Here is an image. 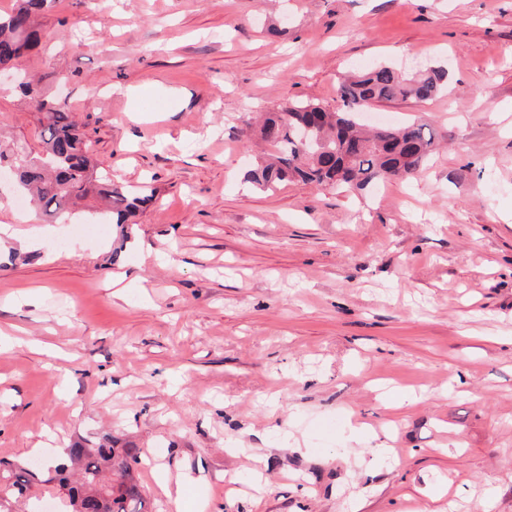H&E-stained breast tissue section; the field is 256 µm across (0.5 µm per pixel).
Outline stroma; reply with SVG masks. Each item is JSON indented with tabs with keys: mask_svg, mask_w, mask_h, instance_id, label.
I'll list each match as a JSON object with an SVG mask.
<instances>
[{
	"mask_svg": "<svg viewBox=\"0 0 512 512\" xmlns=\"http://www.w3.org/2000/svg\"><path fill=\"white\" fill-rule=\"evenodd\" d=\"M38 25L35 90L159 203L96 238L0 182V460L112 438L152 458L147 512H512V0H57ZM381 63L448 71L370 110L433 128L416 178L248 181L259 113L342 109L339 75ZM40 132L0 80V140Z\"/></svg>",
	"mask_w": 512,
	"mask_h": 512,
	"instance_id": "1",
	"label": "stroma"
}]
</instances>
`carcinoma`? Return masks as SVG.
<instances>
[{
  "instance_id": "carcinoma-1",
  "label": "carcinoma",
  "mask_w": 512,
  "mask_h": 512,
  "mask_svg": "<svg viewBox=\"0 0 512 512\" xmlns=\"http://www.w3.org/2000/svg\"><path fill=\"white\" fill-rule=\"evenodd\" d=\"M55 0H16L0 15V68L35 49L41 40L37 18ZM448 72L430 67L411 76L379 64L348 72L339 80L346 110L299 102L266 112L257 133L274 148L270 160L250 170L248 180L272 189L283 182L363 190L370 185L413 178L437 143L433 129L421 123L404 127L383 125L365 133L354 120L366 104L413 99L426 101L446 86ZM18 88L31 97L41 114L42 154L30 158L0 148V167L30 194L44 216L68 220L86 213L105 224L130 223L138 211L155 204V191L127 186L99 170L89 143L78 133L67 110L33 95L27 81ZM141 449L104 444H76L54 476L40 481L27 466L0 468V512L15 496L40 482L42 498H55L68 512H144L143 487L133 468Z\"/></svg>"
}]
</instances>
